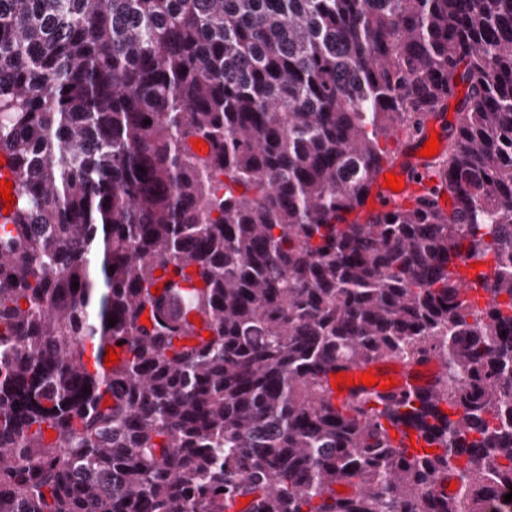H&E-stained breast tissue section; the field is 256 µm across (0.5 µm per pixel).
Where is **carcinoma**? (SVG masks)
Wrapping results in <instances>:
<instances>
[{
    "instance_id": "cac0c4a2",
    "label": "carcinoma",
    "mask_w": 512,
    "mask_h": 512,
    "mask_svg": "<svg viewBox=\"0 0 512 512\" xmlns=\"http://www.w3.org/2000/svg\"><path fill=\"white\" fill-rule=\"evenodd\" d=\"M460 84L444 178L350 219ZM0 147L26 218L0 232V512H487L512 486V0H0ZM421 359L426 395L332 406L337 369Z\"/></svg>"
}]
</instances>
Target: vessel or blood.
Here are the masks:
<instances>
[{
	"label": "vessel or blood",
	"mask_w": 512,
	"mask_h": 512,
	"mask_svg": "<svg viewBox=\"0 0 512 512\" xmlns=\"http://www.w3.org/2000/svg\"><path fill=\"white\" fill-rule=\"evenodd\" d=\"M424 145L423 140L413 141L410 148L406 149L400 161L383 165L381 174L375 177L369 194L366 196L363 206L358 211L359 218L387 212V203L391 200L407 199L414 195L420 187L415 175L424 171L426 158L421 157L420 151ZM397 174L403 188L395 192L385 188L383 177L387 174ZM390 376L395 378L394 394L410 397L423 395L428 392L437 375L434 360L426 359L410 363L391 365L381 362H368L353 365L347 368L346 373L350 377L361 376L362 373Z\"/></svg>",
	"instance_id": "b4317fda"
}]
</instances>
